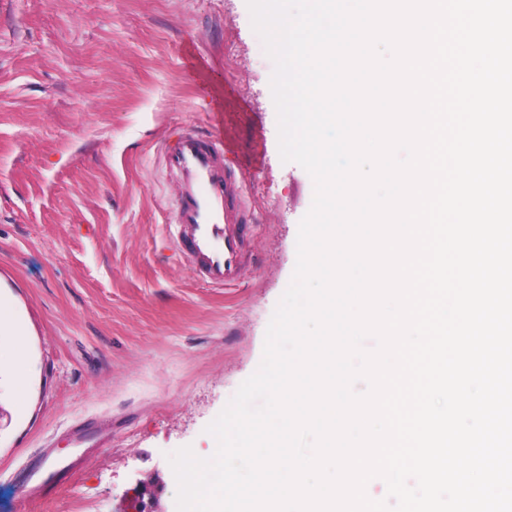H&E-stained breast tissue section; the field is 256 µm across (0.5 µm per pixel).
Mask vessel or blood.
Segmentation results:
<instances>
[{
    "label": "vessel or blood",
    "mask_w": 512,
    "mask_h": 512,
    "mask_svg": "<svg viewBox=\"0 0 512 512\" xmlns=\"http://www.w3.org/2000/svg\"><path fill=\"white\" fill-rule=\"evenodd\" d=\"M160 158L180 179L168 220L175 250L202 283L224 288L237 285L248 261L249 210L243 200V182L226 162L223 133L182 132L174 145L163 147ZM111 439L108 418L65 427L60 440H48L41 453L57 456V443L62 440L71 447V455L57 457L56 467L50 470L30 466L26 475L29 496L49 495Z\"/></svg>",
    "instance_id": "b4317fda"
}]
</instances>
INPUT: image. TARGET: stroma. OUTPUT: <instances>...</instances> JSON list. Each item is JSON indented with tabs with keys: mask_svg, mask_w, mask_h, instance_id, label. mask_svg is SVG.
<instances>
[{
	"mask_svg": "<svg viewBox=\"0 0 512 512\" xmlns=\"http://www.w3.org/2000/svg\"><path fill=\"white\" fill-rule=\"evenodd\" d=\"M274 65L246 0H0V512H177L169 454L259 367L297 262L310 175L282 162ZM223 131L253 214L240 285L177 255L157 150ZM24 350L26 395L16 390ZM112 442L42 499L23 474L66 426Z\"/></svg>",
	"mask_w": 512,
	"mask_h": 512,
	"instance_id": "1",
	"label": "stroma"
}]
</instances>
